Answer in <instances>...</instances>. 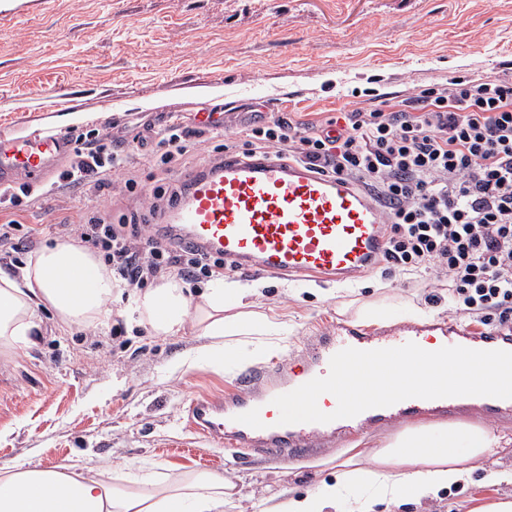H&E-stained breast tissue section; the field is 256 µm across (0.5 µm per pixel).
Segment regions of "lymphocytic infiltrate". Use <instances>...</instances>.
Masks as SVG:
<instances>
[{"instance_id":"1","label":"lymphocytic infiltrate","mask_w":512,"mask_h":512,"mask_svg":"<svg viewBox=\"0 0 512 512\" xmlns=\"http://www.w3.org/2000/svg\"><path fill=\"white\" fill-rule=\"evenodd\" d=\"M336 138L281 117L245 127L225 152L277 148L279 156L322 174L344 176L382 204L384 259L392 268L445 273L459 310L483 323L512 322V77L455 76L419 89L404 104L353 110ZM192 129L171 116L158 140L157 163L170 174ZM65 176L93 200L128 167L107 137L83 142ZM65 238L102 253L123 288L174 275L192 283L224 273V261L166 245L138 214L119 219L86 210L64 225Z\"/></svg>"}]
</instances>
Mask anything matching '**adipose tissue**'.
Instances as JSON below:
<instances>
[{
	"mask_svg": "<svg viewBox=\"0 0 512 512\" xmlns=\"http://www.w3.org/2000/svg\"><path fill=\"white\" fill-rule=\"evenodd\" d=\"M257 293L254 286L221 282L196 305L188 285L170 275L135 293L132 304L139 321L159 336L176 335L192 313H199L202 333L210 339L201 357L220 352L236 364L259 363L285 354L288 342L269 336L265 316L243 312L245 300ZM111 295L109 270L86 247L67 241L42 249L17 275L0 272V346H30L41 308L69 327L108 321ZM248 336L263 342L246 348ZM511 441L500 429L479 423L418 420L380 447L352 454L335 482L322 483L317 493L270 497L262 512H331L345 498L349 512H376L377 505L405 494L428 500L486 467ZM238 496L236 484L216 473L166 472L130 488L111 483L107 471L81 463L0 470V512H224Z\"/></svg>",
	"mask_w": 512,
	"mask_h": 512,
	"instance_id": "1",
	"label": "adipose tissue"
}]
</instances>
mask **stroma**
I'll use <instances>...</instances> for the list:
<instances>
[{"mask_svg":"<svg viewBox=\"0 0 512 512\" xmlns=\"http://www.w3.org/2000/svg\"><path fill=\"white\" fill-rule=\"evenodd\" d=\"M0 10V131L66 138L111 135L130 152L139 186L157 185L149 160L171 114L201 129L181 172L216 159L226 130L280 115L330 128L340 113L409 98L448 78L512 74V0H11ZM70 112L88 123L59 125ZM83 196L56 177L35 184L0 217L32 232L34 250L60 242ZM259 284L254 312L288 339L282 364L299 363L308 344L338 322L391 329L404 320H458L445 274H403L379 263L354 286L228 273ZM111 323L65 327L39 309L41 333L22 351L0 347V468L81 461L131 485L166 471L216 472L249 503L315 493L335 480L349 441L336 439L289 464L204 441L187 419L198 396L224 392L234 375L223 356L197 359L208 339L194 326L160 337L143 328L120 297ZM377 315L363 319L361 310ZM512 484L473 473L429 503L403 497L389 512H468Z\"/></svg>","mask_w":512,"mask_h":512,"instance_id":"stroma-1","label":"stroma"}]
</instances>
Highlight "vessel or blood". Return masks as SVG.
Here are the masks:
<instances>
[{"mask_svg": "<svg viewBox=\"0 0 512 512\" xmlns=\"http://www.w3.org/2000/svg\"><path fill=\"white\" fill-rule=\"evenodd\" d=\"M71 140L46 133L0 135V190L21 179L54 174L74 152ZM188 191L164 217L169 243L223 258L232 270L300 279L353 282L386 247L383 208L365 188L338 176L313 172L274 156H227L182 174ZM416 343L424 350L463 346L495 350L500 336L471 335L452 321L365 330L337 323L319 337L294 370L281 365L246 367L221 398H196L187 407L195 431L208 441L288 462L309 458L337 433L376 420L413 421L427 408L460 406L456 397L411 398L329 423L283 425L275 397L329 372L342 349L394 348Z\"/></svg>", "mask_w": 512, "mask_h": 512, "instance_id": "b4317fda", "label": "vessel or blood"}]
</instances>
